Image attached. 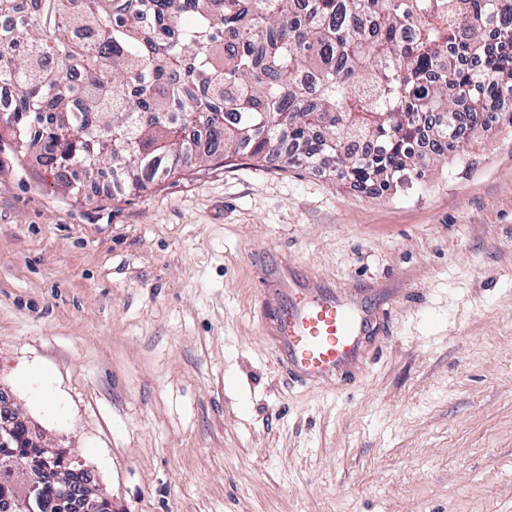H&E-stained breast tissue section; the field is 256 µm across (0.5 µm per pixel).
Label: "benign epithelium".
Listing matches in <instances>:
<instances>
[{
    "mask_svg": "<svg viewBox=\"0 0 512 512\" xmlns=\"http://www.w3.org/2000/svg\"><path fill=\"white\" fill-rule=\"evenodd\" d=\"M0 447L15 449V469L27 476L31 483L35 475L48 478L59 485L60 503H71L77 476L89 473L80 462L68 458L60 462L57 448L46 443L43 434L16 407L0 401ZM83 512H98L100 500L105 498L93 481L84 484Z\"/></svg>",
    "mask_w": 512,
    "mask_h": 512,
    "instance_id": "benign-epithelium-1",
    "label": "benign epithelium"
}]
</instances>
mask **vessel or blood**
Instances as JSON below:
<instances>
[{
	"instance_id": "b4317fda",
	"label": "vessel or blood",
	"mask_w": 512,
	"mask_h": 512,
	"mask_svg": "<svg viewBox=\"0 0 512 512\" xmlns=\"http://www.w3.org/2000/svg\"><path fill=\"white\" fill-rule=\"evenodd\" d=\"M264 297L274 354L292 379L332 386L368 357L377 322L335 290L306 284L268 288Z\"/></svg>"
}]
</instances>
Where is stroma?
Wrapping results in <instances>:
<instances>
[{
  "label": "stroma",
  "instance_id": "35a3bbf8",
  "mask_svg": "<svg viewBox=\"0 0 512 512\" xmlns=\"http://www.w3.org/2000/svg\"><path fill=\"white\" fill-rule=\"evenodd\" d=\"M0 134V392L112 512H512V125L403 188L187 157L80 191ZM385 314L339 388L281 369L261 293Z\"/></svg>",
  "mask_w": 512,
  "mask_h": 512
}]
</instances>
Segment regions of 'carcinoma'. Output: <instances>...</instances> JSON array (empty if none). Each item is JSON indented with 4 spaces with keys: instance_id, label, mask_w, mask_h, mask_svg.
Returning a JSON list of instances; mask_svg holds the SVG:
<instances>
[{
    "instance_id": "cac0c4a2",
    "label": "carcinoma",
    "mask_w": 512,
    "mask_h": 512,
    "mask_svg": "<svg viewBox=\"0 0 512 512\" xmlns=\"http://www.w3.org/2000/svg\"><path fill=\"white\" fill-rule=\"evenodd\" d=\"M475 53L450 66L443 48ZM0 112L19 153L43 141L42 165L78 189L119 163L134 189L175 174L193 122L221 160L322 164L378 192L412 181L461 148L455 135L419 153L415 118L484 123L495 102L512 125V0H36L0 41ZM0 448V498L14 500ZM40 512L57 486L38 481Z\"/></svg>"
}]
</instances>
